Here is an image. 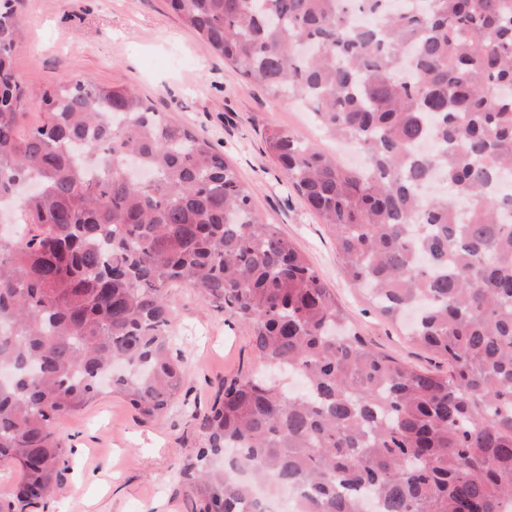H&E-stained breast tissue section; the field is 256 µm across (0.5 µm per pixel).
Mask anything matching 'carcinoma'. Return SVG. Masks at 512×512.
Wrapping results in <instances>:
<instances>
[{
    "label": "carcinoma",
    "mask_w": 512,
    "mask_h": 512,
    "mask_svg": "<svg viewBox=\"0 0 512 512\" xmlns=\"http://www.w3.org/2000/svg\"><path fill=\"white\" fill-rule=\"evenodd\" d=\"M20 0H0V465L7 512L55 490L56 423L107 393L145 421L179 400L169 288L194 289L250 333L260 372L224 382L207 446L182 468L196 512H505L512 504V0H169L184 26L277 99L299 98L364 165L292 132L266 151L336 240L378 313L448 362L418 371L374 350L317 271L253 203L212 142L125 86L70 79L18 132ZM369 16L373 26L354 23ZM433 142L431 152L419 151ZM151 172L130 182L127 164ZM92 166L108 173L91 177ZM452 194L424 197L436 175ZM470 204L464 222L457 199Z\"/></svg>",
    "instance_id": "1"
}]
</instances>
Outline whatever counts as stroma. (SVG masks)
Here are the masks:
<instances>
[{"mask_svg": "<svg viewBox=\"0 0 512 512\" xmlns=\"http://www.w3.org/2000/svg\"><path fill=\"white\" fill-rule=\"evenodd\" d=\"M13 66L26 92L20 131L39 122L44 91L81 79L134 88L157 111L207 137L253 189L256 210L305 256L374 348L417 370L447 372L345 281L333 236L266 153L264 136L284 128L341 158L344 147L301 104L272 98L213 54L166 0H21ZM170 293L173 350L186 371L178 402L151 423L108 394L60 420L56 429L71 448L63 479L31 512H194L195 496L177 469L204 445L195 415L224 381L260 362L237 319L192 289Z\"/></svg>", "mask_w": 512, "mask_h": 512, "instance_id": "stroma-1", "label": "stroma"}]
</instances>
